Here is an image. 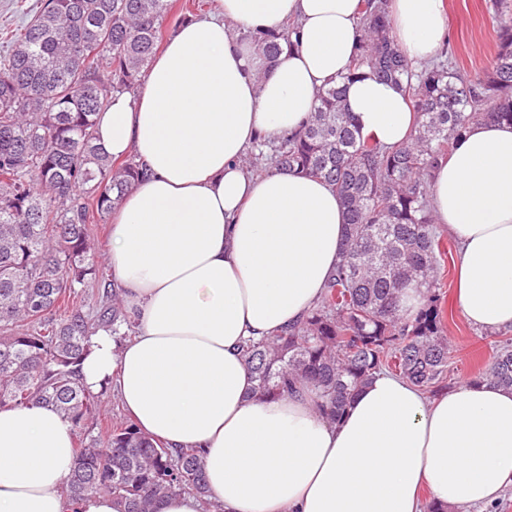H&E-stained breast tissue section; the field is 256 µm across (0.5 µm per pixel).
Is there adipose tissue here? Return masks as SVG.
I'll list each match as a JSON object with an SVG mask.
<instances>
[{"instance_id": "obj_1", "label": "adipose tissue", "mask_w": 512, "mask_h": 512, "mask_svg": "<svg viewBox=\"0 0 512 512\" xmlns=\"http://www.w3.org/2000/svg\"><path fill=\"white\" fill-rule=\"evenodd\" d=\"M361 0H214L184 22L135 94L114 96L97 142L137 154L148 176L112 214L107 261L137 333L91 339L80 366L94 390L116 386L143 433L202 455L222 512H422L421 491L452 512L512 486V389L463 381L430 398L380 373L339 422L306 385L253 395L240 346L302 320L320 300L345 238L326 182L242 164L261 137L301 129L319 92L345 80L363 134L406 141L403 88L345 76L359 46ZM392 35L412 62L448 40L445 0H388ZM298 24L269 61L237 29ZM436 224L458 244V306L489 332L512 327V126H470L431 172ZM70 423L49 408L0 409V512H69Z\"/></svg>"}]
</instances>
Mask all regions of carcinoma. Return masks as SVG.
<instances>
[{
  "mask_svg": "<svg viewBox=\"0 0 512 512\" xmlns=\"http://www.w3.org/2000/svg\"><path fill=\"white\" fill-rule=\"evenodd\" d=\"M493 7L498 51L487 73L469 79L445 54L415 68L393 42L385 0H362L359 48L343 81L404 83L416 123L403 144L364 135L344 88L331 85L301 130L252 146L279 170L329 183L347 225L318 305L242 346L258 397L305 383L334 422L384 370L433 395L447 388L446 249L429 175L470 124H512V0ZM172 8L173 0H45L0 60V408L47 406L71 424L75 459L65 483L75 505L108 493L126 512H156L163 498L192 493L203 512L214 507L199 451L171 450L121 419L92 434L88 420L102 405L79 375L98 331H132L121 289L103 276L90 210L107 221L147 176L136 156L118 161L100 151L96 119L115 95L141 85ZM296 31L286 23L241 38L273 60ZM475 380L512 388V342Z\"/></svg>",
  "mask_w": 512,
  "mask_h": 512,
  "instance_id": "obj_1",
  "label": "carcinoma"
}]
</instances>
